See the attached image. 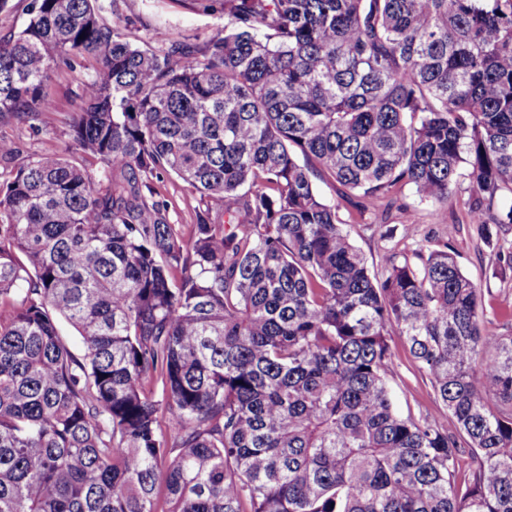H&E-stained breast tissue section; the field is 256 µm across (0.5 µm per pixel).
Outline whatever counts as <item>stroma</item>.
Here are the masks:
<instances>
[{
	"mask_svg": "<svg viewBox=\"0 0 512 512\" xmlns=\"http://www.w3.org/2000/svg\"><path fill=\"white\" fill-rule=\"evenodd\" d=\"M224 0H120V25L129 40L137 45H154L155 29L165 30L169 39L195 38L205 40L224 24ZM92 73L90 61L69 68L57 66L46 85V93L53 107L42 114L37 128L14 121L0 123V136L14 140L24 154H63L71 161L82 164L86 157L73 141L67 116L81 104V88ZM156 198L167 206L170 223L182 231H190L204 209L199 193L173 176L153 181ZM405 208L392 209L386 220L366 213L359 214L345 206L339 211L340 219L352 227L356 246L367 259L371 270H379L380 259L389 247L414 254L422 247L435 248L449 245L456 255L461 270L483 292L486 316H494L500 303L512 302V276L493 274L496 260L490 250H478L474 225L469 224L466 202L469 198V180L461 178L453 195L448 199L446 223H436L429 204L419 202L414 187L402 191ZM412 225L413 237H405V225ZM392 229V238H384L385 229ZM395 358L391 386L400 412L413 415L434 412V391L423 376L401 338L392 342Z\"/></svg>",
	"mask_w": 512,
	"mask_h": 512,
	"instance_id": "35a3bbf8",
	"label": "stroma"
}]
</instances>
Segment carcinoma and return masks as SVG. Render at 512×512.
I'll return each mask as SVG.
<instances>
[{"label":"carcinoma","instance_id":"1","mask_svg":"<svg viewBox=\"0 0 512 512\" xmlns=\"http://www.w3.org/2000/svg\"><path fill=\"white\" fill-rule=\"evenodd\" d=\"M117 12L32 0L0 41V122L32 129L93 61L87 164L0 137V512H512V304L486 319L446 244L370 271L338 215L412 185L444 224L465 170L512 272V0H224L165 47ZM164 175L204 202L188 238ZM394 336L436 414L396 409Z\"/></svg>","mask_w":512,"mask_h":512}]
</instances>
